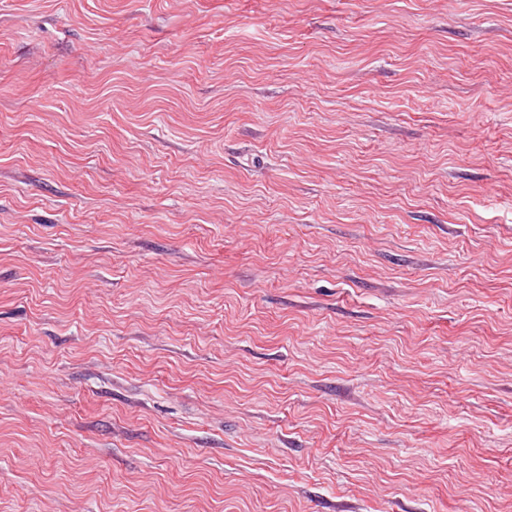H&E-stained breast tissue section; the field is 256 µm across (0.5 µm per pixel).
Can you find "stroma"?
<instances>
[{
	"instance_id": "obj_1",
	"label": "stroma",
	"mask_w": 512,
	"mask_h": 512,
	"mask_svg": "<svg viewBox=\"0 0 512 512\" xmlns=\"http://www.w3.org/2000/svg\"><path fill=\"white\" fill-rule=\"evenodd\" d=\"M0 512H512V0H0Z\"/></svg>"
}]
</instances>
